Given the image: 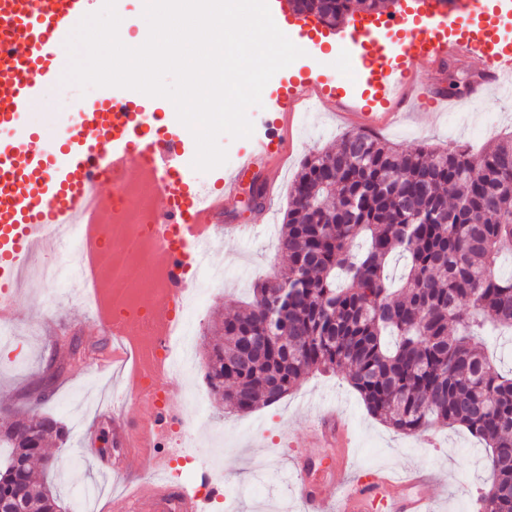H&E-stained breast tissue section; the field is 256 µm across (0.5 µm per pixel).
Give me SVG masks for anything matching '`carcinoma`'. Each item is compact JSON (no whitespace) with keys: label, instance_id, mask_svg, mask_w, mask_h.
I'll list each match as a JSON object with an SVG mask.
<instances>
[{"label":"carcinoma","instance_id":"obj_1","mask_svg":"<svg viewBox=\"0 0 512 512\" xmlns=\"http://www.w3.org/2000/svg\"><path fill=\"white\" fill-rule=\"evenodd\" d=\"M336 27L384 0H289ZM512 140L479 153L400 150L366 131L305 160L278 237L283 264L252 302L214 327L205 378L224 408L247 414L283 399L317 371L347 373L367 411L419 436L462 427L488 448L482 512H512V375L485 337L512 332ZM406 258L399 280L390 260ZM0 499L22 512H63L47 482L69 432L31 408L0 401Z\"/></svg>","mask_w":512,"mask_h":512}]
</instances>
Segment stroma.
Here are the masks:
<instances>
[{"label": "stroma", "instance_id": "stroma-1", "mask_svg": "<svg viewBox=\"0 0 512 512\" xmlns=\"http://www.w3.org/2000/svg\"><path fill=\"white\" fill-rule=\"evenodd\" d=\"M296 27L312 31L314 40L304 56L284 68V77L308 73L334 83L362 91L364 77L357 69L329 62L331 47L342 43V29L318 24L315 18L289 15ZM459 67L481 81L463 104L464 112H443L431 100L412 101L407 111L416 120L381 131V138L401 148L413 150L426 145L452 148L463 145L478 151L512 137V99L491 93L489 70L478 58H462ZM314 127H306L305 116L295 115L291 127L294 152L278 178L277 192L269 206L254 211L247 206L250 180L242 178L236 194L224 201L230 223L245 224L249 233L242 236L220 234L214 248V268L224 274L204 301L200 326L193 340L192 358L196 365L205 361L204 337L214 320L232 313L237 300L247 298L251 284L277 268V237L287 208L288 191L302 162L310 155L336 148L346 126L337 124L331 110L314 115ZM17 332L9 347H0V400L24 412L38 389L52 352V342L59 327L82 342L95 343L102 352L111 344L92 318L78 291L48 300L44 286L26 281L15 298ZM113 387L110 374L94 373L88 362L61 365L54 391L43 404V411L59 419L70 432L66 444L52 445L59 468L50 480L62 501L75 506L74 493L93 484L100 465V452L112 444V421L100 417L98 403ZM210 421L191 439L190 455L206 461L216 442H223L224 477L240 486H249L264 478L260 496L243 495L237 512H269L268 502L278 503L277 512H302L301 503L290 490L281 486L290 461L303 453L316 459L319 469H326L331 454L308 442L311 423L323 407L335 408L350 425L355 455L352 474L396 472L421 467L430 470L435 482L429 494L437 512H477L482 489L490 483L485 465V450L464 428H432V445H424L417 436L395 432L369 414L357 392L343 375L315 373L301 382L279 403L249 414H228L223 401L200 383ZM92 430L96 441L83 440L85 430Z\"/></svg>", "mask_w": 512, "mask_h": 512}]
</instances>
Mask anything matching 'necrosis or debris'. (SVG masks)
Returning <instances> with one entry per match:
<instances>
[{"label": "necrosis or debris", "mask_w": 512, "mask_h": 512, "mask_svg": "<svg viewBox=\"0 0 512 512\" xmlns=\"http://www.w3.org/2000/svg\"><path fill=\"white\" fill-rule=\"evenodd\" d=\"M157 196L152 168L143 164L136 179L121 182L102 202L95 223L60 232L76 252V262L39 256L25 269L60 288L82 287L103 330L138 323V333L124 337L132 359L124 367L122 396L154 408L167 404L173 373L196 372L190 357L196 313L200 297L215 280L191 260L186 287H173L167 268L157 261L161 235L169 233L172 244L188 254L199 240L216 237L212 224H165ZM131 266L144 269V276L123 279L121 270Z\"/></svg>", "instance_id": "obj_1"}]
</instances>
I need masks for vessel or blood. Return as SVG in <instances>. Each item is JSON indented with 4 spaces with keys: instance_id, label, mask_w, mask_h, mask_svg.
<instances>
[{
    "instance_id": "obj_1",
    "label": "vessel or blood",
    "mask_w": 512,
    "mask_h": 512,
    "mask_svg": "<svg viewBox=\"0 0 512 512\" xmlns=\"http://www.w3.org/2000/svg\"><path fill=\"white\" fill-rule=\"evenodd\" d=\"M96 4L97 0H0V317L14 309L19 272L28 258L57 250L59 242L52 239L51 229L91 223L103 198L102 186L131 178L140 157H149L154 165L168 223L213 224L243 174L256 168L280 172L291 152L284 129L302 97L339 105L343 120L375 130L402 120L397 110L401 99L429 96L418 64L472 56L487 63L499 94L512 96V41L503 39L494 25L473 24L466 8L458 9L455 25H448L447 0H430L425 23L403 13L381 14L361 20L342 36L345 51L362 69L374 72L377 110L365 109L355 94L329 81L308 76L290 82L273 103L280 127L275 137L239 153L215 183L200 182L183 163L186 134L167 128L143 138L141 127L152 117V106L117 92L81 104L75 119L55 138L37 141L27 114L43 89L57 83L65 43ZM383 25L404 33L393 48L398 62L388 67L376 66L371 52V34ZM112 422L116 447L127 456L141 455L152 423L121 407L113 408ZM316 437L339 449L336 466L325 481L335 486L336 494L327 499L323 483L311 478L305 459L293 461L291 489L304 512H431L426 492L431 478L424 472L348 476L352 446L335 413L319 416ZM113 509L197 512L198 506L184 493L146 476L127 484Z\"/></svg>"
}]
</instances>
